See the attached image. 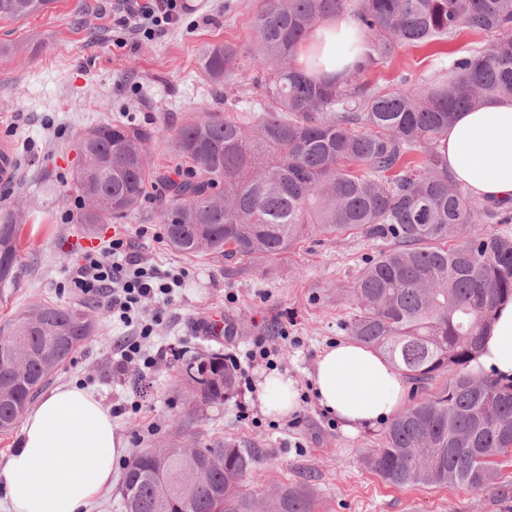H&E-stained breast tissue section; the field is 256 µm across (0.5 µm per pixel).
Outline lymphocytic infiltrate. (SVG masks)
<instances>
[{
    "mask_svg": "<svg viewBox=\"0 0 512 512\" xmlns=\"http://www.w3.org/2000/svg\"><path fill=\"white\" fill-rule=\"evenodd\" d=\"M131 12L137 31L152 37L165 32L175 24L182 11L181 0H134ZM185 272L181 269H159L141 264L130 252L124 238L112 239L102 251L88 252L76 260L72 267L71 283L81 292H94L105 300L112 317L123 325L134 328V336L125 338L120 345V367L136 365L151 368L152 357L143 351V342L149 338L154 325L162 318L161 311L146 314V298L169 303L177 288L184 284Z\"/></svg>",
    "mask_w": 512,
    "mask_h": 512,
    "instance_id": "obj_1",
    "label": "lymphocytic infiltrate"
}]
</instances>
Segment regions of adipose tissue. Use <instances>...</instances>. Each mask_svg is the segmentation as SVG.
I'll use <instances>...</instances> for the list:
<instances>
[{
	"mask_svg": "<svg viewBox=\"0 0 512 512\" xmlns=\"http://www.w3.org/2000/svg\"><path fill=\"white\" fill-rule=\"evenodd\" d=\"M365 52L356 20L341 14L315 29L299 46L296 61L318 78L343 76ZM440 152L472 197L512 204V98L457 113ZM469 370L512 380V302L498 308ZM308 378L320 407L349 433L376 427L394 415L404 392L400 371L354 340L322 349ZM259 402L270 415L294 412V380L285 373L268 376ZM126 453L125 437L95 394L60 384L26 412L17 446L0 465V490L12 512H87L111 486L115 463Z\"/></svg>",
	"mask_w": 512,
	"mask_h": 512,
	"instance_id": "adipose-tissue-1",
	"label": "adipose tissue"
}]
</instances>
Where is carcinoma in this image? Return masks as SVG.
<instances>
[{
  "label": "carcinoma",
  "instance_id": "1",
  "mask_svg": "<svg viewBox=\"0 0 512 512\" xmlns=\"http://www.w3.org/2000/svg\"><path fill=\"white\" fill-rule=\"evenodd\" d=\"M49 2L0 0V19L29 18ZM336 13L358 21L364 60L342 78L310 77L295 65L296 48ZM254 31L262 98L247 121L208 112L161 136L112 122L80 135V223H118L153 194L166 240L187 257L276 258L309 231L393 243L354 283L349 332L425 394L400 410L365 463L398 486H484L494 458L512 451V384L467 367L496 309L512 298V236L467 229L512 217L503 204L471 197L439 146L456 113L512 97V0H264ZM463 31L488 43L455 59L448 80L425 88L405 76L388 91L364 81L396 49ZM200 65L221 88L236 75L238 51L209 44ZM157 140L185 168L150 166L145 146ZM419 151L424 160H410ZM20 229L18 216L0 224V288L15 278ZM90 307L38 303L0 328V432L92 334ZM182 376L195 404L222 405L236 392V371L219 354L190 358ZM257 461L256 449L231 439L203 448L173 440L136 453L124 472L125 512H254L240 487ZM261 512L312 508L305 493L282 488Z\"/></svg>",
  "mask_w": 512,
  "mask_h": 512
}]
</instances>
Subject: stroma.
Masks as SVG:
<instances>
[{"label": "stroma", "mask_w": 512, "mask_h": 512, "mask_svg": "<svg viewBox=\"0 0 512 512\" xmlns=\"http://www.w3.org/2000/svg\"><path fill=\"white\" fill-rule=\"evenodd\" d=\"M186 2L181 22L150 40L136 33L121 0H52L28 19L0 20V140L11 141L16 152L13 176L0 180V219L23 212L16 278L0 290V325L36 303L81 301L70 286L71 266L83 252L78 239H92L100 249L123 234L143 262L187 271L184 287L143 342L160 359L142 374L119 370L116 344L127 330L100 309L92 336L53 381L92 391L107 410L122 408L115 423L129 453L170 437L190 448L236 439L259 450L243 496L288 487L305 492L313 512H512V461L493 466L486 487L396 486L364 463L380 446L384 426L346 433L316 402L308 374L322 348L348 338L358 312L352 287L386 242L317 233L274 259L212 252L188 258L166 245L150 199L122 222L80 223L74 175L84 130L103 122L167 129L213 111L244 116L258 97L248 76L262 0ZM222 42L237 47L246 78L228 80L217 92L200 72L199 55L203 46ZM486 43L465 32L403 47L366 80L389 90L406 74L426 86L447 79L454 59ZM214 315L224 329L210 336L204 324ZM259 336L278 349L273 365L254 363L249 384H238L224 404L189 402L179 383L186 360L214 352L241 357ZM275 371L297 383L298 407L285 417L264 414L257 398Z\"/></svg>", "instance_id": "stroma-1"}]
</instances>
